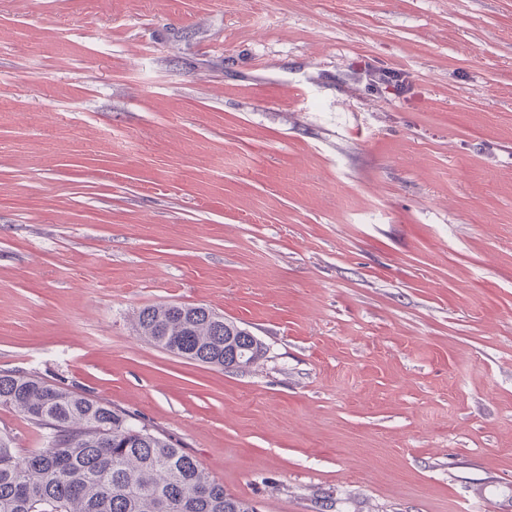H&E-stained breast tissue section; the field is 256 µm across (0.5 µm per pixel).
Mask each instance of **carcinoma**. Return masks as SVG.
Returning <instances> with one entry per match:
<instances>
[{
	"mask_svg": "<svg viewBox=\"0 0 512 512\" xmlns=\"http://www.w3.org/2000/svg\"><path fill=\"white\" fill-rule=\"evenodd\" d=\"M135 325L156 346L202 364L241 370L264 355L255 339L238 360L224 361V343L246 328L203 306H146ZM0 407L47 439L21 455L0 435V512H256L197 457L108 401L0 370Z\"/></svg>",
	"mask_w": 512,
	"mask_h": 512,
	"instance_id": "carcinoma-1",
	"label": "carcinoma"
}]
</instances>
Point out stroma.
<instances>
[{
	"label": "stroma",
	"instance_id": "stroma-1",
	"mask_svg": "<svg viewBox=\"0 0 512 512\" xmlns=\"http://www.w3.org/2000/svg\"><path fill=\"white\" fill-rule=\"evenodd\" d=\"M160 303L266 352L163 350ZM0 369L257 512H512V0H0ZM377 71L375 69L370 68L367 65L362 66V64L356 63L354 65V75L358 81H366L369 85L375 84H390L392 81H397L396 83L403 84L407 82L408 75L403 71ZM136 331L156 346L182 358L224 369H245L264 355V347L248 329L224 319V316L203 307L182 304H158L142 308L136 315ZM251 333L255 339L249 349L239 354L238 347L224 348L231 336L235 339ZM228 342V343H227ZM225 360V363H224ZM227 362V363H226Z\"/></svg>",
	"mask_w": 512,
	"mask_h": 512
}]
</instances>
